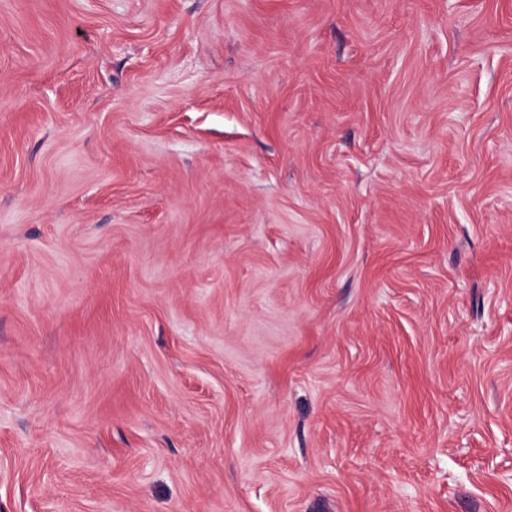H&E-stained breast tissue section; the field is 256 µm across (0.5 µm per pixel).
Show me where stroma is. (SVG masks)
<instances>
[{
  "label": "stroma",
  "instance_id": "1",
  "mask_svg": "<svg viewBox=\"0 0 512 512\" xmlns=\"http://www.w3.org/2000/svg\"><path fill=\"white\" fill-rule=\"evenodd\" d=\"M0 512H512V0H0Z\"/></svg>",
  "mask_w": 512,
  "mask_h": 512
}]
</instances>
